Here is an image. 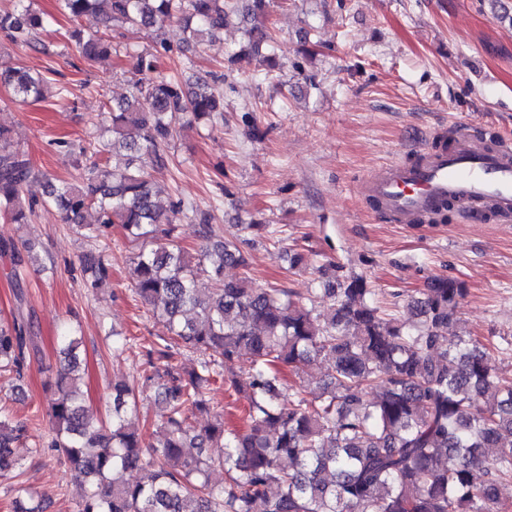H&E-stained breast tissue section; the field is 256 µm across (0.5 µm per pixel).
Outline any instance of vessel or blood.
Masks as SVG:
<instances>
[{"mask_svg": "<svg viewBox=\"0 0 512 512\" xmlns=\"http://www.w3.org/2000/svg\"><path fill=\"white\" fill-rule=\"evenodd\" d=\"M364 199L398 224H415L444 204L472 216L512 222V141L457 128L449 149L419 152L414 163L394 161L371 172L360 185Z\"/></svg>", "mask_w": 512, "mask_h": 512, "instance_id": "b4317fda", "label": "vessel or blood"}]
</instances>
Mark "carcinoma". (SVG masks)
I'll return each mask as SVG.
<instances>
[{
	"mask_svg": "<svg viewBox=\"0 0 512 512\" xmlns=\"http://www.w3.org/2000/svg\"><path fill=\"white\" fill-rule=\"evenodd\" d=\"M0 10V35L28 45L45 27L32 0H12ZM61 14L77 21L97 14L111 30H150L184 24L188 42L212 41L234 13L250 23L248 46H272L271 0H57ZM81 54L93 61L112 56L110 36L72 31ZM132 94L107 109L112 140L102 148L125 161L81 165L75 184L45 179V198L95 248L80 258V273L92 293L111 276L112 225L141 243L129 257L133 291L169 335L140 348L147 368L138 380H112L105 412H91L79 387L81 341L62 328L57 353L62 364L45 386L53 391L46 415L44 451L56 452L85 484L78 512H505L502 482L512 480V380L498 373L491 345L458 330L457 314L467 289L448 276H434L414 302L417 321L398 326L370 300L360 276L331 272L323 287L301 297L287 288H257L242 275L224 278V267L249 266L246 248L266 224H239L237 235L213 240L212 225L199 224L207 246L190 253L172 240L181 201L164 211L153 201L150 169L170 162L177 129L205 119H224V96L207 82L192 85L163 73L158 56L133 55ZM0 83L30 102L65 98L69 89L41 72L0 69ZM39 177L30 158L0 125V218L26 224L39 203L26 196ZM92 220H87V217ZM35 247L18 250L0 240L10 256L16 309L0 322V373L12 387L24 382L40 352L33 312L24 289ZM213 282L206 295L198 283ZM198 355L186 369L180 357ZM246 359L229 388L250 399L244 426L230 427L213 411L203 389L224 376V367ZM317 360L328 362L322 391H307L284 370L300 376ZM155 389L164 419L149 434L135 427L141 393ZM210 416L203 426L197 418ZM0 414V477L15 472L12 444L26 433ZM214 444L222 456L189 455L187 448ZM494 448L489 456L485 449ZM224 482L210 479L214 464ZM140 472V480L123 479Z\"/></svg>",
	"mask_w": 512,
	"mask_h": 512,
	"instance_id": "cac0c4a2",
	"label": "carcinoma"
}]
</instances>
